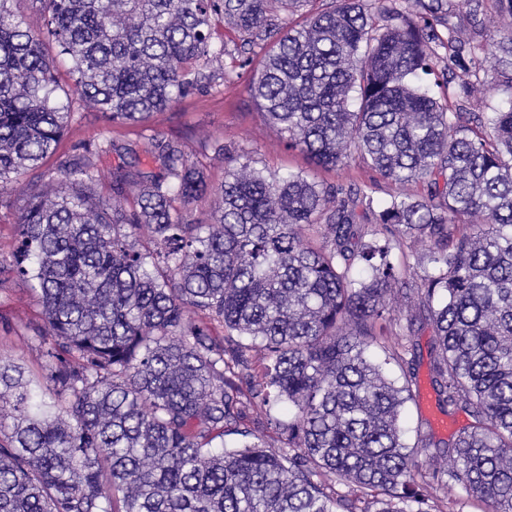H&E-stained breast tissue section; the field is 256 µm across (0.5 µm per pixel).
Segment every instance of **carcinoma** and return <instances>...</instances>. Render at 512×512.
I'll return each instance as SVG.
<instances>
[{
    "mask_svg": "<svg viewBox=\"0 0 512 512\" xmlns=\"http://www.w3.org/2000/svg\"><path fill=\"white\" fill-rule=\"evenodd\" d=\"M488 1L512 17L469 16ZM18 2L0 0V187L28 204L0 285L37 297L43 363L0 362V512H442L453 484L512 512V101L464 111L490 55L512 88V32L463 37L453 0H35L37 27ZM238 69L288 148L420 191L267 175L221 140L215 187L159 134L42 168L73 96L143 124ZM418 244L416 279L391 255ZM398 296L434 329L440 408L472 418L447 442L403 441Z\"/></svg>",
    "mask_w": 512,
    "mask_h": 512,
    "instance_id": "1",
    "label": "carcinoma"
}]
</instances>
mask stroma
<instances>
[{
  "mask_svg": "<svg viewBox=\"0 0 512 512\" xmlns=\"http://www.w3.org/2000/svg\"><path fill=\"white\" fill-rule=\"evenodd\" d=\"M148 127L164 135H184L190 151L203 164L206 177L214 184L222 181L224 164L214 159L205 146L217 139L225 145L249 151L254 167L267 174L308 167L303 155L285 147L279 132L249 96L247 80L243 77L225 84L223 92L194 94L154 113ZM105 128V122L92 106L80 107L58 145V154L76 153L84 144L96 140ZM316 177L328 183L356 182L374 186V198L378 201L387 199L395 190L394 184L379 178L357 158L333 171H317ZM39 315L40 308L24 283L14 282L0 290V359L37 368L39 354L25 346L22 324ZM433 342L430 322L417 321L409 338L417 384L412 399L403 409L404 441L410 446L416 445L424 435L436 440L452 439L471 422L468 413L458 409L449 417L447 430H438L432 424V416L440 412L430 366Z\"/></svg>",
  "mask_w": 512,
  "mask_h": 512,
  "instance_id": "stroma-1",
  "label": "stroma"
}]
</instances>
